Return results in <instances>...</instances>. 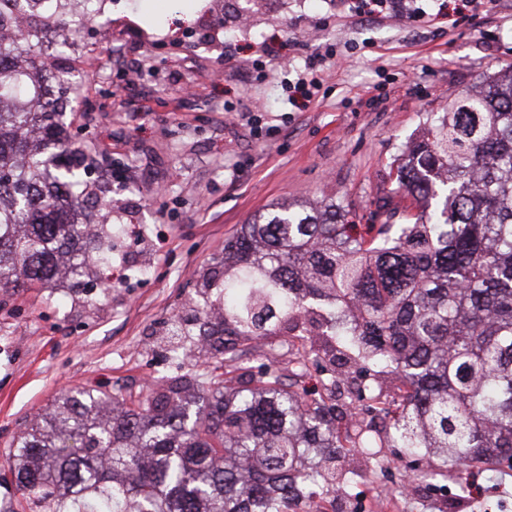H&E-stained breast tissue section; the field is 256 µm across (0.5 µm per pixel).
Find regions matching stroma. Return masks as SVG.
<instances>
[{
  "label": "stroma",
  "mask_w": 512,
  "mask_h": 512,
  "mask_svg": "<svg viewBox=\"0 0 512 512\" xmlns=\"http://www.w3.org/2000/svg\"><path fill=\"white\" fill-rule=\"evenodd\" d=\"M421 7L433 23L361 22L340 0H108L111 38L73 37L65 63L81 93L65 130L89 146V187L121 228L112 286L0 288V455L61 389L135 395L203 371L173 352L196 341V284L260 213L332 197L349 223H409L394 160L451 100L512 68V0H477L453 31L434 0ZM318 47L332 51L323 85L295 109L288 82ZM313 342L238 340L228 386L269 365L291 376ZM395 455L381 449L346 512H512V470L440 497L395 470Z\"/></svg>",
  "instance_id": "obj_1"
}]
</instances>
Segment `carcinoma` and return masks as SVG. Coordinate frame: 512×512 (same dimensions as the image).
<instances>
[{
  "instance_id": "1",
  "label": "carcinoma",
  "mask_w": 512,
  "mask_h": 512,
  "mask_svg": "<svg viewBox=\"0 0 512 512\" xmlns=\"http://www.w3.org/2000/svg\"><path fill=\"white\" fill-rule=\"evenodd\" d=\"M0 23V288L73 285L91 270L108 281L112 221L89 231L69 219L109 207L77 168L87 155L62 135L64 99L80 88L48 70L41 30L61 14H9ZM397 190L422 207L411 224H348L336 199L272 209L224 246V277L198 288L199 335L279 336L320 317L328 394L303 395L275 367L227 389L216 366L149 388L138 398L64 389L0 457L30 512H336L357 473V448L379 465L378 443L438 463L415 474L429 487L512 461V70L448 104L396 161ZM224 314L215 320L214 302ZM362 424L342 437L336 387L349 369ZM400 399L380 400L382 381Z\"/></svg>"
}]
</instances>
